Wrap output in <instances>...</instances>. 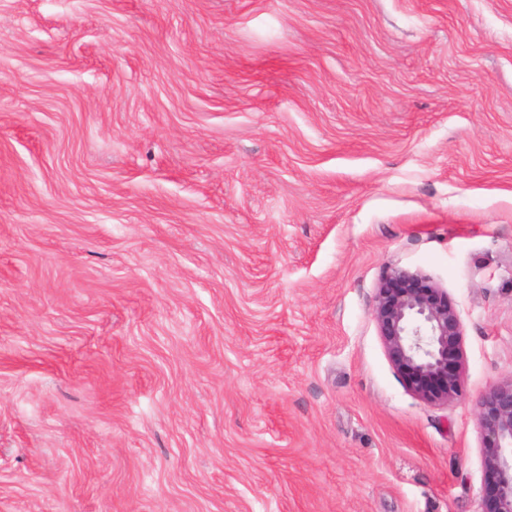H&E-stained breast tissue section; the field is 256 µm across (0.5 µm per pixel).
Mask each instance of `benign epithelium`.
I'll list each match as a JSON object with an SVG mask.
<instances>
[{
    "instance_id": "benign-epithelium-1",
    "label": "benign epithelium",
    "mask_w": 512,
    "mask_h": 512,
    "mask_svg": "<svg viewBox=\"0 0 512 512\" xmlns=\"http://www.w3.org/2000/svg\"><path fill=\"white\" fill-rule=\"evenodd\" d=\"M373 316L385 351L409 390L430 403H448L463 384V324L448 293L417 271L393 267L382 277ZM483 464L493 476L491 512H512V375L477 403Z\"/></svg>"
}]
</instances>
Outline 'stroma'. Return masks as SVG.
Instances as JSON below:
<instances>
[{
  "instance_id": "obj_1",
  "label": "stroma",
  "mask_w": 512,
  "mask_h": 512,
  "mask_svg": "<svg viewBox=\"0 0 512 512\" xmlns=\"http://www.w3.org/2000/svg\"><path fill=\"white\" fill-rule=\"evenodd\" d=\"M509 376L512 0H0V512H487ZM373 316L385 351L409 390L448 403L463 384V324L448 293L417 271L393 267L382 277ZM476 415L483 464L493 476L490 512H512V376L482 393Z\"/></svg>"
}]
</instances>
